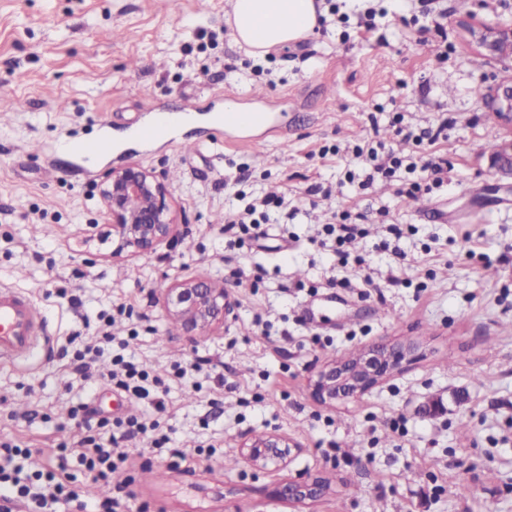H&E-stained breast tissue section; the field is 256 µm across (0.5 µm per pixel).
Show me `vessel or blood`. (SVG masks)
Segmentation results:
<instances>
[{
    "label": "vessel or blood",
    "instance_id": "vessel-or-blood-1",
    "mask_svg": "<svg viewBox=\"0 0 512 512\" xmlns=\"http://www.w3.org/2000/svg\"><path fill=\"white\" fill-rule=\"evenodd\" d=\"M184 119L181 112H155L151 125L143 128L140 136L150 139ZM47 327L46 315L28 297L16 289L0 287V361L24 360L44 349L49 341Z\"/></svg>",
    "mask_w": 512,
    "mask_h": 512
}]
</instances>
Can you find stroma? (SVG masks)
Segmentation results:
<instances>
[{
    "mask_svg": "<svg viewBox=\"0 0 512 512\" xmlns=\"http://www.w3.org/2000/svg\"><path fill=\"white\" fill-rule=\"evenodd\" d=\"M331 2L324 27L260 59L235 43L229 0H0V100L21 103L0 114V284L44 312L55 349L0 363V440L31 448L32 469L81 477L68 411L86 403L173 431L162 454L143 456V436L120 444L114 481L132 512H512V182L490 164L512 127L484 97L512 80V61L486 59L467 32L512 23V0ZM229 100L271 123L225 129ZM179 107L189 115L176 129L132 140L153 112ZM398 115L448 130L417 145L396 136ZM370 139L447 161V184L413 205L397 189L422 172L349 182L352 149ZM88 141L102 150L78 151ZM131 162L168 182L176 236L116 259L100 189ZM243 166L251 176L234 185ZM240 189L285 197L296 213L228 263L223 220ZM344 211L363 216L349 251L365 266H335L316 241ZM391 224L403 231L394 251ZM201 275L228 291L235 317L188 336L166 291ZM111 304L131 312L114 327L127 354L170 386L163 409L72 375L69 353L96 339ZM409 343L415 358L359 398H313L326 362ZM199 356L209 363L196 387L181 386L174 363ZM262 432L301 453L253 468L241 443ZM151 471L162 480L147 481ZM299 477L326 492L273 496Z\"/></svg>",
    "mask_w": 512,
    "mask_h": 512,
    "instance_id": "35a3bbf8",
    "label": "stroma"
}]
</instances>
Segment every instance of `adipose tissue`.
Segmentation results:
<instances>
[{
    "label": "adipose tissue",
    "instance_id": "obj_1",
    "mask_svg": "<svg viewBox=\"0 0 512 512\" xmlns=\"http://www.w3.org/2000/svg\"><path fill=\"white\" fill-rule=\"evenodd\" d=\"M322 12L320 0H231L228 21L237 43L263 56L307 37Z\"/></svg>",
    "mask_w": 512,
    "mask_h": 512
}]
</instances>
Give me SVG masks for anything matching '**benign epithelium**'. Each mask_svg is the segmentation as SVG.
Returning <instances> with one entry per match:
<instances>
[{"mask_svg": "<svg viewBox=\"0 0 512 512\" xmlns=\"http://www.w3.org/2000/svg\"><path fill=\"white\" fill-rule=\"evenodd\" d=\"M470 36L485 55L500 60L512 55V27L473 28ZM490 110L512 123V85L496 87L487 96ZM492 167L512 179V140L498 145L491 157ZM112 226V256L147 254L172 235L175 210L164 179L132 162L108 173L101 190ZM169 314L190 336H204L233 311L225 291L211 288L208 278L177 284ZM412 347L377 346L355 358L332 361L312 380V393L322 402L333 404L341 398L357 397L374 388L399 369ZM300 452V445L278 433L249 437L242 448L247 462L258 469L280 467ZM325 491L319 479L300 478L278 485L274 495L294 502L312 500Z\"/></svg>", "mask_w": 512, "mask_h": 512, "instance_id": "1", "label": "benign epithelium"}]
</instances>
